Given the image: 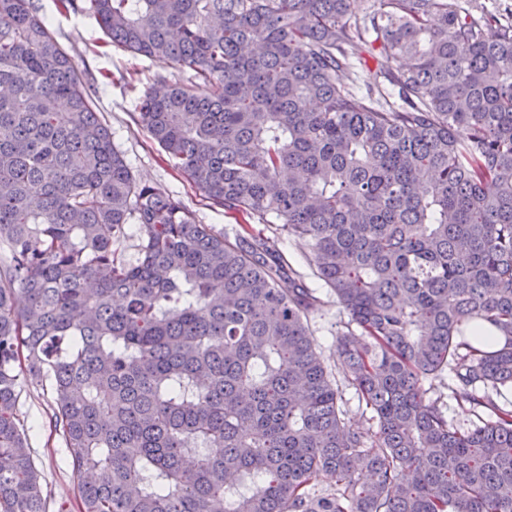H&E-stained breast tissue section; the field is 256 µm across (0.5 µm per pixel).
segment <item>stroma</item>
Masks as SVG:
<instances>
[{"label": "stroma", "instance_id": "35a3bbf8", "mask_svg": "<svg viewBox=\"0 0 512 512\" xmlns=\"http://www.w3.org/2000/svg\"><path fill=\"white\" fill-rule=\"evenodd\" d=\"M40 2L61 45L80 67L91 73L94 79L91 93L96 110L111 128L113 142L126 158L133 175L180 200L195 213L200 223L209 225L215 232L230 237L241 233L277 239L289 266L315 291L319 303L309 318L310 331L328 365H335L336 324L344 315L333 292L316 277L313 266L289 240L280 224L246 221L210 207L202 192L174 167L162 147L136 125L133 110L137 98L156 76L177 79L181 76L180 71L171 65L109 46L92 17L59 12L53 0ZM17 414L28 429L35 464L47 484L51 512H56L62 504L76 512L79 502L77 479L69 464L63 437L54 427L52 394L44 383L29 376L22 379Z\"/></svg>", "mask_w": 512, "mask_h": 512}]
</instances>
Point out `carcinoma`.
<instances>
[{
    "label": "carcinoma",
    "mask_w": 512,
    "mask_h": 512,
    "mask_svg": "<svg viewBox=\"0 0 512 512\" xmlns=\"http://www.w3.org/2000/svg\"><path fill=\"white\" fill-rule=\"evenodd\" d=\"M54 2L188 74L135 123L213 206L308 250L376 428L346 419L276 241L137 180L39 0H0V512L49 509L24 374L49 383L79 512H512V409L477 393L512 389V24L456 0ZM366 46L383 85L362 93ZM484 322L499 349L468 340ZM448 369L489 419L425 399Z\"/></svg>",
    "instance_id": "carcinoma-1"
}]
</instances>
